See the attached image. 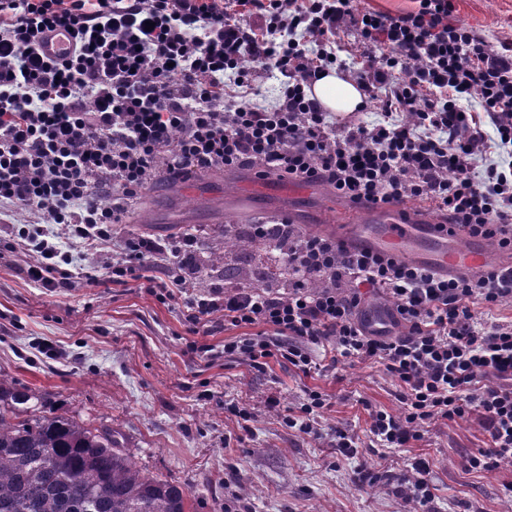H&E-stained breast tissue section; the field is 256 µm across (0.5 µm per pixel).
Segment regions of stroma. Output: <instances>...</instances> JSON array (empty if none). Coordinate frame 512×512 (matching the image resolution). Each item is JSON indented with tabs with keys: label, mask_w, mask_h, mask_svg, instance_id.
Wrapping results in <instances>:
<instances>
[{
	"label": "stroma",
	"mask_w": 512,
	"mask_h": 512,
	"mask_svg": "<svg viewBox=\"0 0 512 512\" xmlns=\"http://www.w3.org/2000/svg\"><path fill=\"white\" fill-rule=\"evenodd\" d=\"M455 18L492 43L512 42V0H456ZM368 211L327 182L298 186L247 168L189 183L157 180L109 241L89 246L65 239L63 225H44L71 256L57 272L67 287L52 291L26 277L38 259L20 241L32 216L12 212L0 218V376L119 432L139 467L182 485L199 512H224L230 502L237 512H413L398 477L418 456L432 464L434 512H512V462L490 473L462 464L488 441L476 418L433 425L411 448L372 445L369 408L402 411L399 384L383 366L341 363L305 375L271 358L259 370L245 357H225V340L240 331L225 327L223 313L195 333L181 302H160L135 280L109 279L127 238L165 242L192 233L200 240L198 269L186 293L245 285L263 269H279L278 252L246 238L225 249V225L275 217L310 232L319 224H366ZM308 388L329 399L312 434L283 422ZM272 397L277 406L269 405ZM234 404L251 412L250 421L231 413ZM340 428L357 439V457L337 453ZM361 464L381 481L357 487L352 473Z\"/></svg>",
	"instance_id": "stroma-1"
}]
</instances>
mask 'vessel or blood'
Returning a JSON list of instances; mask_svg holds the SVG:
<instances>
[{"mask_svg": "<svg viewBox=\"0 0 512 512\" xmlns=\"http://www.w3.org/2000/svg\"><path fill=\"white\" fill-rule=\"evenodd\" d=\"M72 38L64 31L48 34L38 46L40 53L58 57L71 46ZM431 246L430 259L435 269L455 277H474L489 272L493 267L490 250L485 240L468 235L462 228H442L438 224H383L373 237L346 239L349 249L380 251L394 258L414 253L420 243Z\"/></svg>", "mask_w": 512, "mask_h": 512, "instance_id": "1", "label": "vessel or blood"}]
</instances>
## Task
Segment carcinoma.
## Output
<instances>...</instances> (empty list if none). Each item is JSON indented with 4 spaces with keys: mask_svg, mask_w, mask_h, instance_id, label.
<instances>
[{
    "mask_svg": "<svg viewBox=\"0 0 512 512\" xmlns=\"http://www.w3.org/2000/svg\"><path fill=\"white\" fill-rule=\"evenodd\" d=\"M0 512H193L182 486L144 473L118 434L0 378Z\"/></svg>",
    "mask_w": 512,
    "mask_h": 512,
    "instance_id": "cac0c4a2",
    "label": "carcinoma"
}]
</instances>
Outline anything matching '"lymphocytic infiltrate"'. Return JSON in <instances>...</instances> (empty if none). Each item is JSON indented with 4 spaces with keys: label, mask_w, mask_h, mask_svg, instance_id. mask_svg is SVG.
I'll use <instances>...</instances> for the list:
<instances>
[{
    "label": "lymphocytic infiltrate",
    "mask_w": 512,
    "mask_h": 512,
    "mask_svg": "<svg viewBox=\"0 0 512 512\" xmlns=\"http://www.w3.org/2000/svg\"><path fill=\"white\" fill-rule=\"evenodd\" d=\"M417 3L391 14L353 0H0V213L35 218L22 236L40 255L27 278L57 287L69 260L41 225L91 246L126 223L149 180L241 167L324 180L355 203L423 200L512 253V164L491 158L512 146V45L457 23L455 0ZM55 30L74 39L61 59L37 50ZM348 36L360 53L346 55ZM248 60L276 80L274 105L256 103ZM332 67L380 104L378 121L330 122L307 90ZM251 234L281 247L287 289L229 286L183 300L191 326L220 311L225 325L249 329L225 356L278 355L307 374L327 347L381 364L403 408L369 409L373 442L406 448L426 424L474 415L489 442L465 467L512 461V324L474 312L512 300L511 266L447 277L284 221ZM161 257L184 282L198 263L195 236L128 238L111 279H141ZM146 281L157 300L173 299L172 282ZM371 294L390 302L387 322L371 323Z\"/></svg>",
    "instance_id": "f902f5d3"
}]
</instances>
